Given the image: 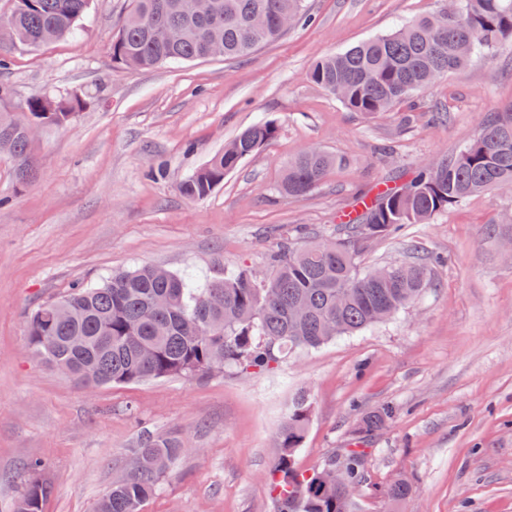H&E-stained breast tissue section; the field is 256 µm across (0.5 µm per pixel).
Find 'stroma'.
<instances>
[{
  "instance_id": "1",
  "label": "stroma",
  "mask_w": 512,
  "mask_h": 512,
  "mask_svg": "<svg viewBox=\"0 0 512 512\" xmlns=\"http://www.w3.org/2000/svg\"><path fill=\"white\" fill-rule=\"evenodd\" d=\"M447 2L306 0L310 25L247 57L131 72L110 53L129 0H90L75 36L12 48L0 81L16 102L78 93L88 105L37 131L27 185L0 159V512L34 460L51 488L43 512H96L146 433L186 448L142 512H274L277 434L301 394L310 424L300 471L364 440L357 512H384L382 492L398 480L411 487L400 512H512V192L474 194L373 241L361 269L414 245L432 256L418 298L271 372L78 387L28 345L29 313L75 286L149 264L203 278L237 264L267 273L283 241L335 236L359 193L470 143L512 106V49L371 117L308 77L317 61ZM260 120L279 128L272 145L204 199L181 195L183 179ZM310 147L338 165L305 196L280 193L284 167ZM386 406V424L359 436Z\"/></svg>"
}]
</instances>
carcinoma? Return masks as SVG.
<instances>
[{
    "label": "carcinoma",
    "instance_id": "carcinoma-1",
    "mask_svg": "<svg viewBox=\"0 0 512 512\" xmlns=\"http://www.w3.org/2000/svg\"><path fill=\"white\" fill-rule=\"evenodd\" d=\"M0 23V68L19 43L32 48L73 33L90 0H13ZM304 0H131L112 36V62L132 71L162 63L243 57L282 36L279 23L300 22ZM512 46V0H457L453 6L406 22L315 64L310 79L352 112H388L411 94L501 45ZM86 107L83 97H36L20 108H0V157L16 178L35 172L25 126H61ZM278 136L273 122L242 131L180 184L192 200L207 197L241 162ZM335 159L309 148L288 161L280 191L303 196L322 181ZM512 189V106L492 115L459 153L414 171L399 188L361 194L355 215L332 241L287 242L272 271L257 276L244 265L199 282L143 265L103 284L75 288L39 305L28 317L31 349L80 386L130 384L226 369L271 371L296 350L318 348L406 308L421 293L428 265L417 249L409 259L361 271L357 257L403 224H425L435 214L488 190ZM310 420L305 397L288 409L277 436L271 488L276 512H354L353 495L367 483L364 448L341 453L348 465L342 486L321 471L295 467ZM184 450L175 436H141L131 457L145 461L112 483L97 512H140ZM34 462L13 512H43L49 486ZM401 481L384 493L388 504L407 497Z\"/></svg>",
    "mask_w": 512,
    "mask_h": 512
}]
</instances>
